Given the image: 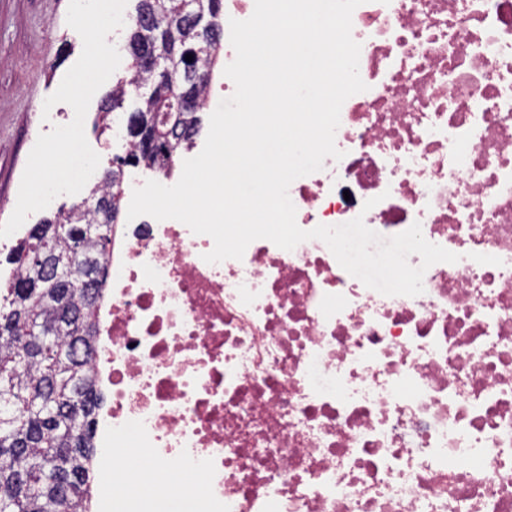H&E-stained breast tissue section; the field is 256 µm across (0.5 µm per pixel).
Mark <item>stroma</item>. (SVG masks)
Instances as JSON below:
<instances>
[{
    "instance_id": "35a3bbf8",
    "label": "stroma",
    "mask_w": 512,
    "mask_h": 512,
    "mask_svg": "<svg viewBox=\"0 0 512 512\" xmlns=\"http://www.w3.org/2000/svg\"><path fill=\"white\" fill-rule=\"evenodd\" d=\"M69 0H0V224L13 213L28 156L40 134L74 118L59 103L49 114L38 106L59 87L83 50L80 35L66 22ZM103 98L95 93L84 120L101 167L126 155L123 139L100 134L94 122Z\"/></svg>"
}]
</instances>
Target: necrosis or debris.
Wrapping results in <instances>:
<instances>
[{
	"label": "necrosis or debris",
	"instance_id": "4bbe7bcc",
	"mask_svg": "<svg viewBox=\"0 0 512 512\" xmlns=\"http://www.w3.org/2000/svg\"><path fill=\"white\" fill-rule=\"evenodd\" d=\"M352 37L368 89L296 222H417L458 262L387 296L318 239L210 264L177 220L114 225L93 512H512V0H363Z\"/></svg>",
	"mask_w": 512,
	"mask_h": 512
}]
</instances>
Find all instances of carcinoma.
Listing matches in <instances>:
<instances>
[{"instance_id":"carcinoma-1","label":"carcinoma","mask_w":512,"mask_h":512,"mask_svg":"<svg viewBox=\"0 0 512 512\" xmlns=\"http://www.w3.org/2000/svg\"><path fill=\"white\" fill-rule=\"evenodd\" d=\"M188 0H137L129 27L133 42L144 36L141 16L155 14L163 21L185 19ZM173 66L180 63L183 32L159 33ZM193 52L190 65L211 72L214 52ZM129 79L114 86L102 100L101 120L123 107L126 97L151 81L152 75L132 60ZM176 94L148 97L140 107L151 114L157 144L150 150L132 142L124 163L169 167L176 143L192 147L194 137L171 113ZM118 196L114 185L97 181L84 199L34 225L12 252L14 280L0 288V512H88L84 504L89 464L94 453L92 411L94 393L85 362L75 356L68 339L78 336L91 350L96 325L94 302L78 288L87 271L105 274L112 237L102 238L90 194ZM79 235L80 253L71 264L73 287L63 292L41 277L37 258L66 256Z\"/></svg>"}]
</instances>
